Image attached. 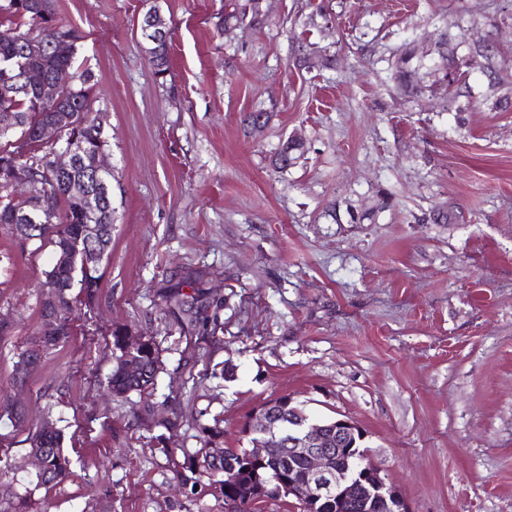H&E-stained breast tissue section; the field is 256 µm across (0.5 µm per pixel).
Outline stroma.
Masks as SVG:
<instances>
[{
  "label": "stroma",
  "instance_id": "obj_1",
  "mask_svg": "<svg viewBox=\"0 0 512 512\" xmlns=\"http://www.w3.org/2000/svg\"><path fill=\"white\" fill-rule=\"evenodd\" d=\"M171 29L158 80L140 23ZM57 0L104 115L112 249L93 309L24 386L51 245L0 233V512H224L175 478L276 395L355 422L411 512H512V0ZM465 66L456 100L434 67ZM406 78H399V69ZM265 110L256 128L249 116ZM303 148L282 170L288 137ZM204 292L214 328L166 302ZM154 389L113 399L112 331ZM72 460L37 483L29 434Z\"/></svg>",
  "mask_w": 512,
  "mask_h": 512
}]
</instances>
